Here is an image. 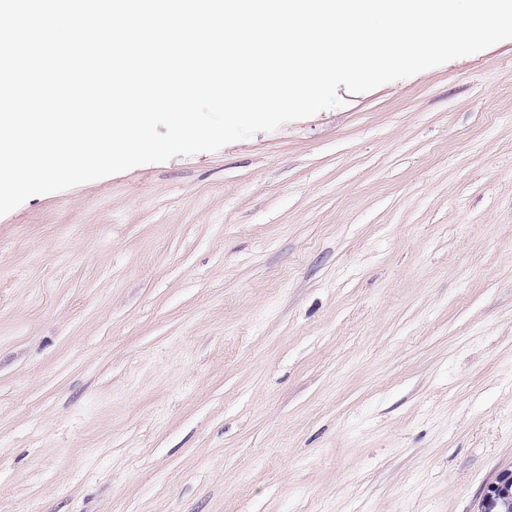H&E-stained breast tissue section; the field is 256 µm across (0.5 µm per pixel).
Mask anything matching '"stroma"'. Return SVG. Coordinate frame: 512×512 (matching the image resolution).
<instances>
[{
  "label": "stroma",
  "instance_id": "35a3bbf8",
  "mask_svg": "<svg viewBox=\"0 0 512 512\" xmlns=\"http://www.w3.org/2000/svg\"><path fill=\"white\" fill-rule=\"evenodd\" d=\"M0 216V512H479L512 471V39Z\"/></svg>",
  "mask_w": 512,
  "mask_h": 512
}]
</instances>
